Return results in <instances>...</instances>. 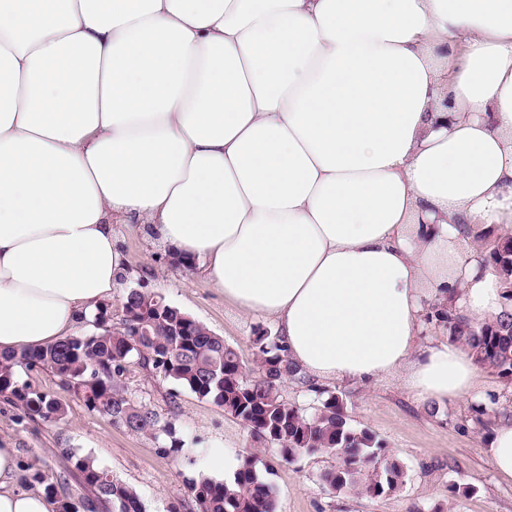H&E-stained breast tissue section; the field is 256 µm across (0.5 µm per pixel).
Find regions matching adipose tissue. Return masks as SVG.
Segmentation results:
<instances>
[{"mask_svg": "<svg viewBox=\"0 0 512 512\" xmlns=\"http://www.w3.org/2000/svg\"><path fill=\"white\" fill-rule=\"evenodd\" d=\"M117 222L317 383L473 398L426 317L506 304L468 241L512 237V0H0V355L111 299ZM18 479L0 446V512H53Z\"/></svg>", "mask_w": 512, "mask_h": 512, "instance_id": "adipose-tissue-1", "label": "adipose tissue"}]
</instances>
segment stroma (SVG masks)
Here are the masks:
<instances>
[{
	"label": "stroma",
	"instance_id": "1",
	"mask_svg": "<svg viewBox=\"0 0 512 512\" xmlns=\"http://www.w3.org/2000/svg\"><path fill=\"white\" fill-rule=\"evenodd\" d=\"M116 238L128 257L129 273L112 291L113 306H120L127 290L146 280L151 291L223 336L245 364H252L254 319L241 316L207 283L172 266L136 225H117ZM17 378L59 396L67 410L57 422H22L18 408L0 397V438L17 449L19 467L41 471L47 481L56 482L67 466L63 449L91 456L115 479L137 490L145 512H198L186 481L204 474L218 451L255 456L257 470L270 473L277 512H512V483L499 480L492 468L488 432L466 423L467 402L430 409L403 388L396 374L368 386L338 385L351 424L376 434L407 471L405 484L380 499L330 490L322 475L335 466V458L278 461L270 445L254 442L222 407L159 374L134 369L126 386L132 398L152 401L162 422L172 423L183 440L182 452L169 457L159 454L158 439L89 411L82 397L63 390L52 374L22 370ZM452 483L474 487L475 492L452 495Z\"/></svg>",
	"mask_w": 512,
	"mask_h": 512
}]
</instances>
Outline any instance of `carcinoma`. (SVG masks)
Segmentation results:
<instances>
[{"label": "carcinoma", "instance_id": "carcinoma-1", "mask_svg": "<svg viewBox=\"0 0 512 512\" xmlns=\"http://www.w3.org/2000/svg\"><path fill=\"white\" fill-rule=\"evenodd\" d=\"M489 237L488 233L479 234L506 288V300L511 302L512 238L496 242ZM121 316L122 326L112 328L111 305L105 303L95 315V334L69 336L40 350L0 356V395L22 410V420H60L65 407L59 398L17 379L20 369L48 371L59 378L64 389L81 395L89 410L134 433L156 438L166 435L168 441L158 451L167 457L176 455L183 443L175 429L168 423L160 424V415L151 404L128 396L126 375L136 365L163 374L199 398L213 400L239 420L256 442L274 446L285 462L314 454L336 458V466L322 475L336 493L382 498L405 483L404 466L384 443L369 429L350 423L340 391L320 388L311 414L284 398L285 381L304 387L310 380L288 358L278 334L271 329H253V362L258 372L253 376L223 337L160 295L152 297L129 289ZM448 336L464 347L477 365L512 384L511 306L484 322H472L464 316L450 318ZM488 415L483 404L474 403L465 422L484 428ZM63 455L69 463L67 470L79 477L89 493L83 499L87 512L100 507L112 512H143L136 490L114 479L93 457L68 450ZM188 486L199 512H276L272 487L249 458L243 459L227 481L201 475Z\"/></svg>", "mask_w": 512, "mask_h": 512}]
</instances>
